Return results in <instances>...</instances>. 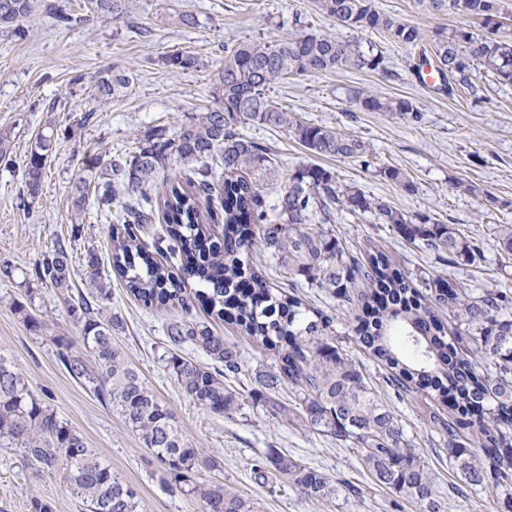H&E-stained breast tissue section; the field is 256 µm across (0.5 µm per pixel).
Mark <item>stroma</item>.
<instances>
[{"label": "stroma", "mask_w": 512, "mask_h": 512, "mask_svg": "<svg viewBox=\"0 0 512 512\" xmlns=\"http://www.w3.org/2000/svg\"><path fill=\"white\" fill-rule=\"evenodd\" d=\"M55 4L85 18L67 32L58 31L46 10ZM121 17L90 11L88 0H33L25 39L0 27V136L9 141L12 167L0 164V354L9 358L44 406L83 435L113 473L135 489L138 512H202L200 501L171 491L164 473L138 436L100 401L87 382L70 376L61 355L86 356L78 326L67 314L65 296L39 280L34 264L57 244L69 247L73 261L71 295L89 292L92 276L108 283L109 307L122 316L125 328L113 338L127 363L168 406L187 441L198 448L207 466L200 480L220 482L254 503L257 512H393V492L379 485L361 464L356 449L309 430L300 421L266 409L255 401L254 374L272 363L273 354L242 339L235 324L207 316L195 304L191 319L204 322L218 335L238 341L242 370L227 384L240 395L241 408L215 414L194 404L180 389L166 365L170 352L211 365L195 345L173 346L171 322L180 308L147 310L128 292L113 271L109 227L87 201L86 215L76 219L72 184L94 155L132 151L138 139L161 132L174 136L186 118L214 107V79L225 45L244 41H277L294 36L292 16L332 38L358 40L377 46L386 58L387 74L341 70L291 79L275 85L271 97L297 113L301 120L333 127L367 142L369 165L354 159H332L341 185L402 212L425 213L454 225L462 234L484 244V259L448 266L402 240L373 215L337 212L332 229L341 245L354 252L370 245L387 248L400 268L424 270L463 283L475 292L500 289L512 293V259L495 248L498 225L512 224V86L497 82L486 70H476L475 91H441L439 81L425 82L411 71L419 53H432L436 39L455 29L474 37L486 35L477 20L453 14H431L419 0H376L381 11L422 31L417 47L394 42L381 31H353L317 13L312 0H126ZM193 15L184 24L182 15ZM180 51L198 57V67L171 69L162 59ZM127 71L132 83L122 96L97 105L88 94L111 68ZM379 98H406L420 118L361 110L354 92ZM88 124H80L86 111ZM60 134L44 173L37 200L19 195L27 158L47 124ZM240 131L266 146L280 174L314 158L290 134L247 124ZM399 168L413 183V192L386 179L382 171ZM100 258L97 271L85 263L88 252ZM32 314L41 324L31 330L23 321ZM343 348L366 383L403 425L416 454L428 467L438 495L451 512H493V493L471 491L459 497L463 483L448 458L439 419L445 406L415 394L395 395L387 386L388 368L354 341ZM276 452L326 473L339 494L330 501H312L276 472L257 475L255 459ZM49 501L53 512H89L85 499L59 476H39L23 458L18 445L0 440V512H29V501Z\"/></svg>", "instance_id": "1"}]
</instances>
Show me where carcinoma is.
<instances>
[{"mask_svg": "<svg viewBox=\"0 0 512 512\" xmlns=\"http://www.w3.org/2000/svg\"><path fill=\"white\" fill-rule=\"evenodd\" d=\"M431 13L478 18L490 36L475 40L453 30L435 44L438 74L448 92L472 87L479 64L501 83L512 84V38L499 35L495 21L500 0H421ZM321 13L352 30H378L394 41L414 46L418 27L379 10L375 0H314ZM55 26L68 30L84 19L48 6ZM30 0H0V26L22 40ZM174 68L198 65L196 57L166 56ZM344 68L389 75L379 50L303 32L284 42L256 40L224 48V64L214 84L216 106L189 118L175 137L148 134L134 150L100 165L87 160L75 183L73 208L84 212L85 189L94 185L97 217L110 226L112 266L130 293L146 309L178 305L185 319L170 323L168 335L178 345L202 349L224 372L177 353L167 359L182 392L215 414L239 409V394L224 384L225 374L241 370L237 342L216 335L207 325L189 323L193 301L210 316L231 321L243 335L275 353L274 364L258 370L254 381L270 409L290 416L288 407L269 393L288 385L298 392L297 418L310 430L359 449L363 466L379 484L416 504L419 512H449L433 478L411 448L403 425L371 391L363 373L347 357L341 336H354L367 352L392 369L387 382L395 394L413 391L448 407L443 424L448 458L464 484L474 490L494 487L496 512H512V297L499 289L479 295L456 282L427 273L400 270L392 254L373 246L366 257L344 249L332 230L336 212L370 213L391 225L404 241L432 251L453 266L483 258L480 242L451 224L427 214L408 215L361 190L342 186L336 171L318 164L296 166L284 185L275 187L277 170L267 147L240 134L238 127L258 124L291 135L313 156L356 159L370 166L367 144L349 133L309 124L271 98L274 85ZM131 77L114 71L101 76L90 96L103 104L122 94ZM369 112L407 115L418 108L407 99L354 94ZM58 131L37 137L25 166L22 192L35 199L42 191L46 163L55 151ZM176 164L188 177L161 176ZM130 197L135 204H112ZM220 199L224 228L211 203ZM161 216L165 227L153 246L140 239V227ZM498 251L512 255V224L496 230ZM258 250L303 277L279 292L252 261ZM36 275L60 294L71 288L72 257L59 243L35 263ZM200 289L188 291L189 282ZM90 295L68 300L67 314L79 327L94 360L61 355L69 374L92 384L94 393L112 404L142 445L174 476V489L198 497L203 512H254V504L221 483L199 482V453L184 438L168 407L146 385L113 345L124 328L117 314H103L111 290L93 281ZM308 287L336 298L337 307L360 311L357 325L342 334L334 316L310 307L297 295ZM448 310L456 322L448 330L440 317ZM478 428L480 446L469 448L462 431ZM19 444L40 476L63 475L89 503L90 512H137L135 491L112 473L79 432L31 394L14 366L0 356V439ZM273 469L309 499H330L337 488L320 470L272 453L257 461L254 472Z\"/></svg>", "mask_w": 512, "mask_h": 512, "instance_id": "obj_1", "label": "carcinoma"}]
</instances>
